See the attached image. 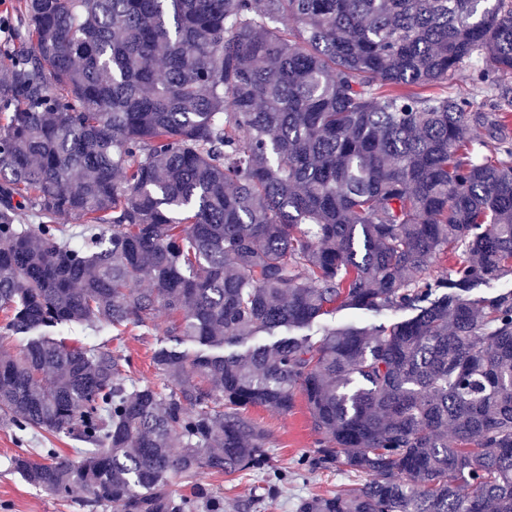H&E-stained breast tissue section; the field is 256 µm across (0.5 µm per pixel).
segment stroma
<instances>
[{"label":"stroma","mask_w":512,"mask_h":512,"mask_svg":"<svg viewBox=\"0 0 512 512\" xmlns=\"http://www.w3.org/2000/svg\"><path fill=\"white\" fill-rule=\"evenodd\" d=\"M169 320L165 313H157L153 326L118 336L108 328L97 330L77 326L65 332L68 345L79 346L88 342L108 347H121L133 362L136 378L157 382L158 376L151 364V355L158 341L167 334ZM247 417L260 426L266 436L265 447L270 470H284L288 480L280 484L274 498H267L262 491L261 477L241 473L225 477L208 470L199 471L190 478L171 477L168 490L176 497L189 495L196 489L219 496L224 512H296L298 501L311 494L327 491L348 492L357 480L354 476L333 469L308 470L304 459L314 457L322 442L315 430L303 394H296L290 412L273 407H252ZM51 442L38 434H29L19 440L15 428L0 419V506L7 512H112L111 508L85 507L84 490H75L71 499L60 500L28 484L10 465V458L18 448H47Z\"/></svg>","instance_id":"obj_1"}]
</instances>
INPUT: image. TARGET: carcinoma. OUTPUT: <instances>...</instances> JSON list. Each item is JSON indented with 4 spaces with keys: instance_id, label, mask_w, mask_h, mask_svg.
Listing matches in <instances>:
<instances>
[{
    "instance_id": "obj_1",
    "label": "carcinoma",
    "mask_w": 512,
    "mask_h": 512,
    "mask_svg": "<svg viewBox=\"0 0 512 512\" xmlns=\"http://www.w3.org/2000/svg\"><path fill=\"white\" fill-rule=\"evenodd\" d=\"M11 8L0 338L27 340L0 354V414L80 445L21 448L13 470L112 512H199L166 486L200 469L265 474L272 498L288 472L244 411L287 413L299 389L324 435L311 469L359 483L297 512H512V290L473 294L512 275V0ZM473 59L488 112L448 93ZM341 309L411 317L224 354ZM160 310L200 346L160 343L161 385L56 338Z\"/></svg>"
}]
</instances>
